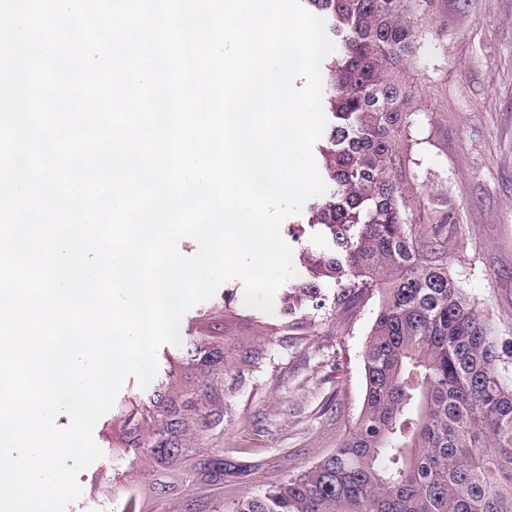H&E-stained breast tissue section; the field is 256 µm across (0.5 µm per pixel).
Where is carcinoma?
<instances>
[{"mask_svg":"<svg viewBox=\"0 0 512 512\" xmlns=\"http://www.w3.org/2000/svg\"><path fill=\"white\" fill-rule=\"evenodd\" d=\"M328 17L338 54L330 86V194L310 204L335 250H304L305 274L281 318L258 336L181 338L193 377L153 388L123 422L122 487L94 494L122 512H512V339L450 273L456 211L417 221L401 150L413 123L405 74L417 68L432 0H307ZM334 281L336 289L325 295ZM377 299L362 358L360 410L343 441L296 473L245 490L224 509V484L246 483L250 448L224 459L228 362L265 366L299 343L312 315L342 320ZM168 473L156 487L140 463Z\"/></svg>","mask_w":512,"mask_h":512,"instance_id":"cac0c4a2","label":"carcinoma"}]
</instances>
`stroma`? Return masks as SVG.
I'll return each mask as SVG.
<instances>
[{"label": "stroma", "instance_id": "stroma-1", "mask_svg": "<svg viewBox=\"0 0 512 512\" xmlns=\"http://www.w3.org/2000/svg\"><path fill=\"white\" fill-rule=\"evenodd\" d=\"M431 38L407 82L415 105L409 181L419 222L456 204L471 247L451 249V272L512 337V0H435ZM293 255L329 250L307 213L283 219ZM377 310L320 324L301 345L273 347L266 368L244 371L224 419L225 451L251 448L254 483L298 470L345 436L363 390L362 351ZM332 400L335 410L321 406Z\"/></svg>", "mask_w": 512, "mask_h": 512}]
</instances>
